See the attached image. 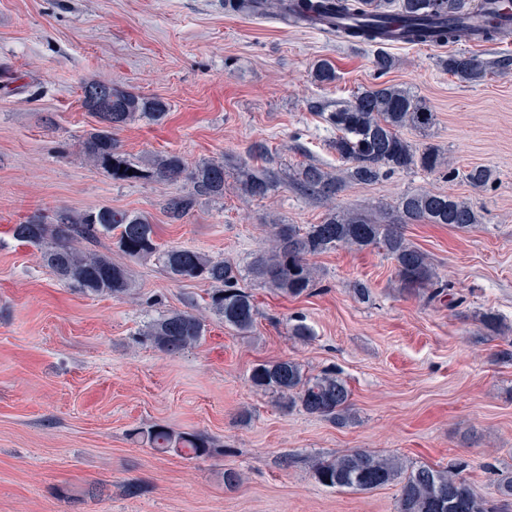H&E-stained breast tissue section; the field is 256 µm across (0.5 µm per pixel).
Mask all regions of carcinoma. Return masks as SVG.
<instances>
[{
    "mask_svg": "<svg viewBox=\"0 0 512 512\" xmlns=\"http://www.w3.org/2000/svg\"><path fill=\"white\" fill-rule=\"evenodd\" d=\"M224 12L254 17H274L305 25L336 28L339 16L373 19L372 26L340 30L349 42L376 47L373 70L380 76L396 66L395 57L384 49L385 27L394 20L408 25L410 42L442 45L466 35L465 15L474 10L471 0H224ZM448 73L472 83L481 80L487 64L463 52L442 61ZM312 77L320 84L336 80L328 60L313 65ZM108 87L112 90V111L96 112L100 128L81 142L85 159L105 171L115 182L174 181L186 178L191 189L171 198L166 209L170 219L188 215L201 198H224V160L211 158L187 166L177 153L132 157L123 152L114 132L135 121L158 123L169 112L160 97H149L115 87L112 81L91 78L81 89ZM336 129L331 149L344 164L332 173L316 163L297 172L301 189L320 199L332 201L351 183H370L384 176L421 168L435 172L446 164L436 147L417 148L402 135L407 127L428 129L433 113L408 88L379 83L336 106L325 116ZM242 190L253 198H265L277 188L269 170L248 166L241 169ZM463 178L474 188L493 180L486 166L473 167ZM423 221L468 228L479 222L470 202L451 194L411 191L396 206V219L386 221L362 212L335 207L320 224H272L267 238L240 265L197 250L157 242L155 226L137 212L99 207L83 213L58 210L51 216L38 215L13 227V236L40 249L44 264L65 286L86 296L123 298L132 294V272L112 261L111 252L99 247L105 240L130 260L153 258L178 281H201L210 285L205 308L240 336L252 333L258 309L252 293L240 286L250 279L271 292L297 298L318 288L317 269L311 258L338 248L361 252L381 249L395 265L400 288L430 300L447 295L449 284L436 276L429 257L412 245L404 225ZM480 323L490 336L512 331L499 315L486 312ZM288 332L307 342L314 333L303 319L296 318ZM206 333L205 320L188 310H169L151 318L140 335L169 355H178L200 343ZM252 385L270 395L283 409H298L338 426L351 420V390L334 368L313 375L291 359L256 364L250 373ZM152 448L173 449L192 458H206L216 452L214 442L195 432H176L154 425L139 432ZM317 481L335 489L370 491L389 484L399 485L396 512H497L475 490L462 470L419 465L406 469L400 458L381 455L364 448L312 460ZM497 501L512 505V472L498 475L494 485Z\"/></svg>",
    "mask_w": 512,
    "mask_h": 512,
    "instance_id": "obj_1",
    "label": "carcinoma"
}]
</instances>
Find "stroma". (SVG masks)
<instances>
[{"label":"stroma","mask_w":512,"mask_h":512,"mask_svg":"<svg viewBox=\"0 0 512 512\" xmlns=\"http://www.w3.org/2000/svg\"><path fill=\"white\" fill-rule=\"evenodd\" d=\"M388 51L397 65L386 82L411 89L434 114L429 132L405 137L438 147L458 170L493 167L497 179L476 190L417 169L349 185L335 204L389 213L408 191L469 199L479 224L405 227L463 305L403 293L382 251L340 248L313 258L312 295L253 288L251 335L211 317L200 345L169 356L141 336L143 325L168 309L201 311L208 284L173 280L147 261L131 266L134 295L85 297L11 226L107 206L146 215L162 246L245 261L272 221L322 222L330 205L303 194L296 174L310 162L340 170L324 115L376 84L374 49L228 14L219 0H0V512H394L397 485L352 492L315 480L312 457L352 448L409 466L466 464L483 494L512 470V358L479 323L487 311L512 323V68L463 83L440 64L452 51L511 59L512 38ZM321 58L336 70L328 85L311 76ZM96 77L170 105L161 123L117 131L125 153L174 152L191 166L223 158V199H200L174 221L166 204L188 191L186 180L117 183L89 164L79 143L97 121L80 85ZM245 165L273 172L276 190L245 195ZM357 281L371 288L370 302L354 299ZM297 316L314 332L308 343L288 333ZM285 357L313 374L336 368L354 422L341 428L281 410L252 386L255 364ZM155 424L204 433L220 453L191 459L132 434ZM230 468L241 484L225 486ZM95 482L104 495L86 496ZM130 483L138 494L127 493Z\"/></svg>","instance_id":"stroma-1"}]
</instances>
